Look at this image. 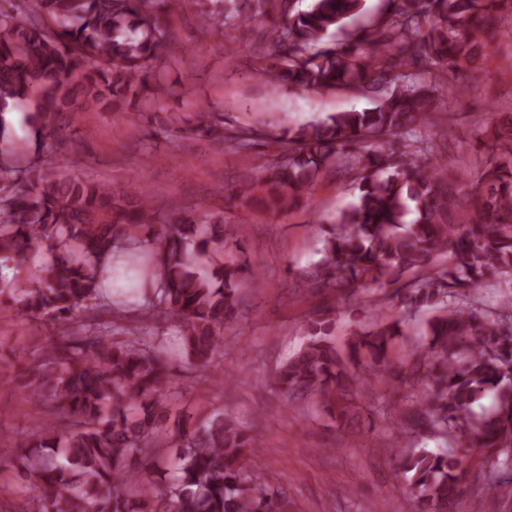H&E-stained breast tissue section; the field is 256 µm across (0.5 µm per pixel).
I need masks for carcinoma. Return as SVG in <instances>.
Returning <instances> with one entry per match:
<instances>
[{
	"label": "carcinoma",
	"instance_id": "1",
	"mask_svg": "<svg viewBox=\"0 0 512 512\" xmlns=\"http://www.w3.org/2000/svg\"><path fill=\"white\" fill-rule=\"evenodd\" d=\"M175 9L225 23L253 22L248 0H172ZM167 0H38V10L0 9V310L63 326L62 337L34 348L24 374L29 401L47 416L18 440L12 468L35 493L0 512H283L260 476L255 439L220 411L206 424L173 412L177 386L162 332L179 328L181 350L205 371L224 349V326L237 314L243 268L223 260L206 272L202 256L242 236L254 212L285 215L312 196L322 175L342 172L354 200L323 232L320 259L294 287L334 296L312 313L309 339L277 368L271 384L294 400L319 397L339 416L381 386L398 389L423 377L426 393L399 428L448 440L451 450H401L369 442L391 456L412 512H448L466 478L465 460L489 463L476 512H492L494 475L512 474V302L479 311L481 288L512 287V115L483 131L481 174L473 186L419 136L445 112L444 93L464 95L487 71L488 42L512 23V0H387L377 21L337 44L329 31L364 12V0H256L275 14L272 60L260 77L301 89L354 86L373 107L336 112L296 128L266 133L212 123L196 128L246 149L260 139L277 151L271 163L241 172L222 216L184 215L166 224L151 196L117 193L104 182L55 170L53 137L79 108L110 112L128 99L160 100L152 74L164 48ZM56 27H49L45 17ZM430 75L426 81L422 75ZM37 95L29 115L40 161L15 165L2 115ZM387 286L372 303L399 315L336 349L325 324L358 290ZM433 309L426 342L411 351L413 372L395 369L393 339L413 315ZM157 323L112 340V321ZM493 405L478 414L486 396ZM177 448L169 480L148 478L152 442Z\"/></svg>",
	"mask_w": 512,
	"mask_h": 512
}]
</instances>
